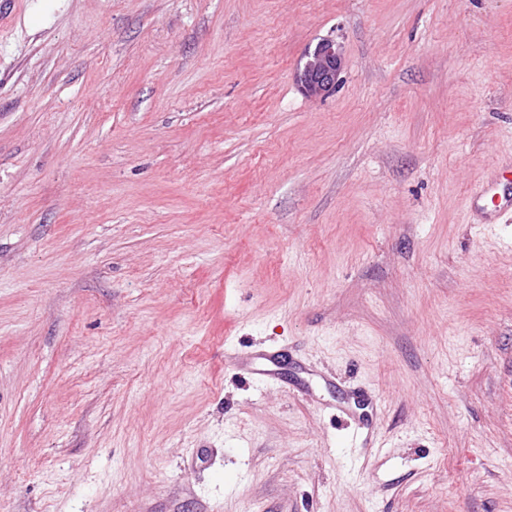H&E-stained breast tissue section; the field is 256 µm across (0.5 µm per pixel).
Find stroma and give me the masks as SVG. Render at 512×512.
<instances>
[{
  "mask_svg": "<svg viewBox=\"0 0 512 512\" xmlns=\"http://www.w3.org/2000/svg\"><path fill=\"white\" fill-rule=\"evenodd\" d=\"M510 165L512 0H0V512H512ZM304 59L296 72L301 91L312 98L333 95L344 66L341 45L333 39H323L305 52ZM506 184L501 190V186ZM480 199L490 198L492 206L485 204L483 207L484 223L496 224L498 215L503 211H512V187L508 186V179L500 173L490 175L482 184L479 194Z\"/></svg>",
  "mask_w": 512,
  "mask_h": 512,
  "instance_id": "35a3bbf8",
  "label": "stroma"
}]
</instances>
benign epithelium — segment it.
Instances as JSON below:
<instances>
[{
	"label": "benign epithelium",
	"mask_w": 512,
	"mask_h": 512,
	"mask_svg": "<svg viewBox=\"0 0 512 512\" xmlns=\"http://www.w3.org/2000/svg\"><path fill=\"white\" fill-rule=\"evenodd\" d=\"M342 47L333 39L319 41L307 50L297 68L296 79L301 91L312 98H327L336 91L343 70Z\"/></svg>",
	"instance_id": "1"
}]
</instances>
